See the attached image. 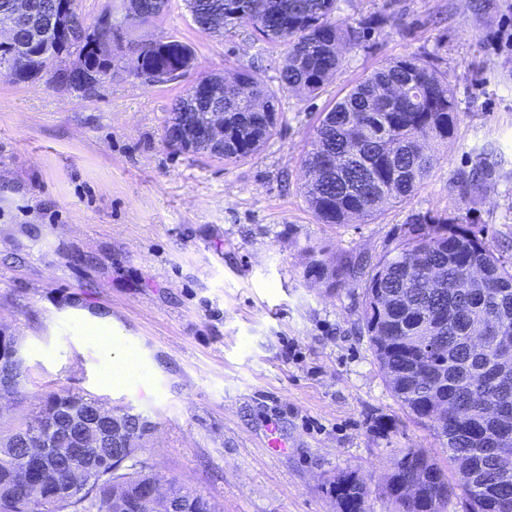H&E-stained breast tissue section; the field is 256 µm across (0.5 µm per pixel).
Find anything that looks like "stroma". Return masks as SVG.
Wrapping results in <instances>:
<instances>
[{
	"label": "stroma",
	"mask_w": 512,
	"mask_h": 512,
	"mask_svg": "<svg viewBox=\"0 0 512 512\" xmlns=\"http://www.w3.org/2000/svg\"><path fill=\"white\" fill-rule=\"evenodd\" d=\"M339 15L378 24L318 95L279 91L274 135L239 162L173 152L164 129L195 77L249 66L277 89L284 48L248 26L201 32L186 0L138 32L192 47L181 79L144 82L124 42L87 91L0 75V331L30 367L1 416L62 390L142 414L157 475L201 490L216 512H338L329 483L345 472L365 481L370 512H390L395 449L445 462L385 381L363 286L325 288L308 267L378 260L429 215L483 226L512 260V0H339ZM407 53L447 74L455 139L415 196L363 223H319L301 158L321 113ZM476 167L461 199L457 177ZM100 320L113 340L93 335ZM273 433L286 452L270 451Z\"/></svg>",
	"instance_id": "obj_1"
}]
</instances>
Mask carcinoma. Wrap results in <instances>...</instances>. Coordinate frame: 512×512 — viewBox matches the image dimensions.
I'll list each match as a JSON object with an SVG mask.
<instances>
[{"instance_id": "cac0c4a2", "label": "carcinoma", "mask_w": 512, "mask_h": 512, "mask_svg": "<svg viewBox=\"0 0 512 512\" xmlns=\"http://www.w3.org/2000/svg\"><path fill=\"white\" fill-rule=\"evenodd\" d=\"M191 13L206 20L202 31L224 35L246 25L263 40L286 47L280 69L281 86L305 96L318 94L341 67L339 48L362 46L373 20L354 27L333 18L336 0H188ZM234 8L238 16L229 18ZM169 0H143L130 6L127 28L134 30L163 15ZM18 47L5 59L0 74L18 82L49 76L59 87L75 89L68 71L57 67L62 55L77 54L81 69L107 73L112 44L106 35L89 31L79 11L62 31L31 34L15 27ZM190 46L171 37L141 50L142 67L177 70L188 67L182 51ZM224 95L227 133L226 162L245 159L274 134L276 96L258 73L241 67L231 78L208 74L195 79ZM198 98H181L164 139L174 136L178 120L193 113L204 123L206 110ZM458 112L448 77L417 54L393 58L366 75L318 121L302 163L309 175L304 193L322 224L365 222L388 203L411 198L430 179L433 148L457 131ZM333 155L336 166L323 169ZM358 256L348 254L327 262L315 260L309 273L328 288H352L365 281L361 319L375 358L393 395L420 424L433 431L448 452L441 466L420 448H396L392 471L383 483L391 512H447L458 501L466 512H500L512 501V471L500 468L504 449L497 436L512 428V375L502 372L503 352L489 346L474 351L471 328L481 322L499 325L512 335V261L487 245L485 229L456 224L441 216L416 219L402 230L396 246L365 271ZM482 274L477 285L471 270ZM424 336L435 348L418 353ZM88 399L70 391L49 394L38 411ZM107 464L99 482L73 504L72 512H112V489L125 491L129 512H169L164 494L147 499L145 486L156 477L144 448L104 452ZM55 474L67 478L84 469L75 456L55 462ZM13 466L0 458V512H24L11 495ZM418 484L417 499L403 497L402 487ZM339 512H368L369 489L355 474L342 473L330 483Z\"/></svg>"}]
</instances>
